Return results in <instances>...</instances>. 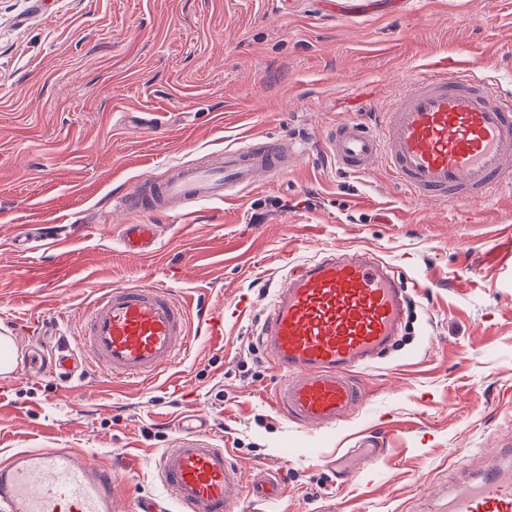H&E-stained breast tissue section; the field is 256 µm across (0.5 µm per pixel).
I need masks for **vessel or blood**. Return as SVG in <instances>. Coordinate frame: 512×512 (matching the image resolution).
<instances>
[{
	"mask_svg": "<svg viewBox=\"0 0 512 512\" xmlns=\"http://www.w3.org/2000/svg\"><path fill=\"white\" fill-rule=\"evenodd\" d=\"M361 111L334 127L327 151L344 171L376 165L393 173L409 197L468 203L512 186V96L488 80L447 70L416 74L387 105L364 99ZM296 153L289 139L256 137L225 149L206 167L184 166L165 181H140L114 200L116 210L167 212L170 204L221 201L287 172ZM159 224H125L120 245L131 257L153 254ZM406 288L397 271L369 247L343 248L298 265L280 282L260 336L279 379L275 409L303 427L333 431L366 401L358 370L387 355L400 336ZM190 342L184 300L143 283L102 290L80 319L75 351L28 362V371L71 380L90 361L102 374L138 381L162 375ZM199 415L180 423L176 447L156 461L177 512H238L240 469L227 449L204 441ZM511 461L494 464L451 489L448 512H512ZM119 486L111 467L77 449L22 451L0 463V512H113Z\"/></svg>",
	"mask_w": 512,
	"mask_h": 512,
	"instance_id": "1",
	"label": "vessel or blood"
}]
</instances>
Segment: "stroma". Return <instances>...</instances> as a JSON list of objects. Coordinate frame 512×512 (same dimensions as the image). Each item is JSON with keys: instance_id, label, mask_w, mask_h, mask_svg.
<instances>
[{"instance_id": "35a3bbf8", "label": "stroma", "mask_w": 512, "mask_h": 512, "mask_svg": "<svg viewBox=\"0 0 512 512\" xmlns=\"http://www.w3.org/2000/svg\"><path fill=\"white\" fill-rule=\"evenodd\" d=\"M440 67L512 92V0H0V334L24 359L75 342L103 289L153 282L193 301L192 343L154 381L90 365L68 383L19 365L1 376L0 459L82 450L115 470V512L163 498L155 460L190 414L243 486L281 481V497L243 495L241 512H437L436 490L493 463L512 442V189L416 200L386 167L349 173L323 148L360 97L385 104ZM262 136L291 139L296 166L153 216L152 256L120 250L121 225L141 218L115 196ZM30 224L59 237L18 253ZM343 246L375 248L410 304L389 355L360 374L366 404L333 433L275 412L257 336L273 284ZM368 428L377 464L337 479L335 448L359 467L353 436Z\"/></svg>"}]
</instances>
